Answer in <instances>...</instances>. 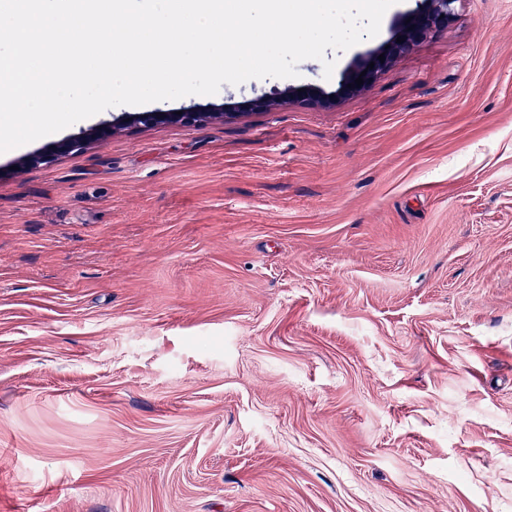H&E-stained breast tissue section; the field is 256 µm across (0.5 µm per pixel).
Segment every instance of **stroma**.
Here are the masks:
<instances>
[{
    "label": "stroma",
    "instance_id": "35a3bbf8",
    "mask_svg": "<svg viewBox=\"0 0 512 512\" xmlns=\"http://www.w3.org/2000/svg\"><path fill=\"white\" fill-rule=\"evenodd\" d=\"M15 169L0 153V512H512V0ZM458 1L422 0V8L406 17L390 41L354 69L347 70L341 75L337 92L346 94L365 90L373 82L379 71L384 69L396 56L410 51L425 35L447 28L448 22L455 16V4ZM408 18H411V21L406 23ZM397 38H405V41L396 43ZM386 45H389L388 49H385ZM380 55L385 56L384 62L380 61ZM370 62H374L373 69L369 67ZM363 71H366V74L361 76ZM358 77L363 78V84L360 87L355 84ZM348 84H351V87H348ZM305 88V92H298V89L301 88H287L281 93L277 98H267L264 96L257 97L249 101L246 106L257 109H268L270 106L276 104L282 100L289 101H301L309 104H322L326 101V98L319 92L318 89L307 86Z\"/></svg>",
    "mask_w": 512,
    "mask_h": 512
}]
</instances>
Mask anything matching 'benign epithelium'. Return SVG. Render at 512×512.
<instances>
[{
  "instance_id": "1",
  "label": "benign epithelium",
  "mask_w": 512,
  "mask_h": 512,
  "mask_svg": "<svg viewBox=\"0 0 512 512\" xmlns=\"http://www.w3.org/2000/svg\"><path fill=\"white\" fill-rule=\"evenodd\" d=\"M458 0H422V8L409 15L411 21L402 23L394 38L387 42V46L380 47L369 58L357 65L351 70L345 71L339 80L338 92L346 94L366 89L375 79L379 71L384 69L396 56L410 51L418 41L425 35L438 32L448 27V22L455 16V4ZM402 39V42H396V39ZM385 56V60H380L379 56ZM374 67H369V64ZM363 77V84H355L358 77ZM301 101L309 104H322L326 98L318 89L307 86L305 91H298L296 88H287L276 98H267L264 96L252 99L247 106L257 109H268L279 101ZM208 118H224V108L218 109H186L178 115L174 112H142L130 116V121L126 122L120 118L110 125H103L97 128H91L82 133V135L70 138L54 148L47 154H38L34 157H24L17 161L20 168L26 167L31 162L47 163L52 161L60 153H78L83 151L93 140L107 138L118 129L124 128L130 124L151 125L157 123H181L184 125H194Z\"/></svg>"
}]
</instances>
